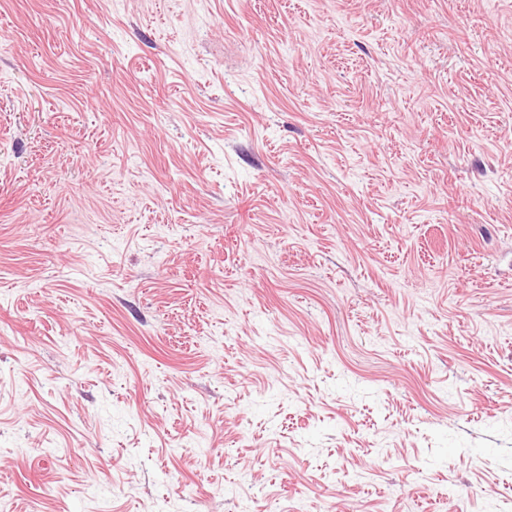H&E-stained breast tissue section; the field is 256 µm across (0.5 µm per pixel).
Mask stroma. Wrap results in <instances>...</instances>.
Here are the masks:
<instances>
[{
	"label": "stroma",
	"mask_w": 512,
	"mask_h": 512,
	"mask_svg": "<svg viewBox=\"0 0 512 512\" xmlns=\"http://www.w3.org/2000/svg\"><path fill=\"white\" fill-rule=\"evenodd\" d=\"M0 505L512 512V0H0Z\"/></svg>",
	"instance_id": "35a3bbf8"
}]
</instances>
